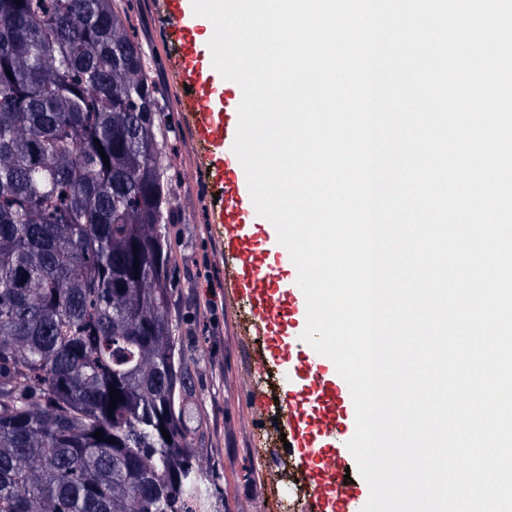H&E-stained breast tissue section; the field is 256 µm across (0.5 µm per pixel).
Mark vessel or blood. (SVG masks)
I'll return each mask as SVG.
<instances>
[{"mask_svg":"<svg viewBox=\"0 0 512 512\" xmlns=\"http://www.w3.org/2000/svg\"><path fill=\"white\" fill-rule=\"evenodd\" d=\"M158 10L173 80L190 89L181 98V119L194 134L197 171L217 195L209 222L230 263V286L248 296L252 329L269 336L273 358L288 369L283 422L291 433L296 466L310 485L304 512H351L355 493L344 483L334 449L348 434L342 424L347 395L327 379L328 357L292 330L306 311V299L296 267L283 272L269 260L271 253H284V246L274 237L258 242L253 232L262 218L233 151L242 90L214 68L209 48L214 28L209 19L194 14L192 0H158Z\"/></svg>","mask_w":512,"mask_h":512,"instance_id":"b4317fda","label":"vessel or blood"}]
</instances>
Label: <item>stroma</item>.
Instances as JSON below:
<instances>
[{
  "mask_svg": "<svg viewBox=\"0 0 512 512\" xmlns=\"http://www.w3.org/2000/svg\"><path fill=\"white\" fill-rule=\"evenodd\" d=\"M150 61L173 134L170 237L176 284L169 314L179 327L202 427L194 462L215 484L224 512H301L307 487L281 442L286 377L268 338L245 335V298L224 291V256L208 224L212 195L195 173L192 134L179 116L180 90L167 63L156 0H119Z\"/></svg>",
  "mask_w": 512,
  "mask_h": 512,
  "instance_id": "obj_1",
  "label": "stroma"
}]
</instances>
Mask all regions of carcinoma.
<instances>
[{
	"mask_svg": "<svg viewBox=\"0 0 512 512\" xmlns=\"http://www.w3.org/2000/svg\"><path fill=\"white\" fill-rule=\"evenodd\" d=\"M126 21L0 0V512H221L168 311L169 127Z\"/></svg>",
	"mask_w": 512,
	"mask_h": 512,
	"instance_id": "obj_1",
	"label": "carcinoma"
}]
</instances>
